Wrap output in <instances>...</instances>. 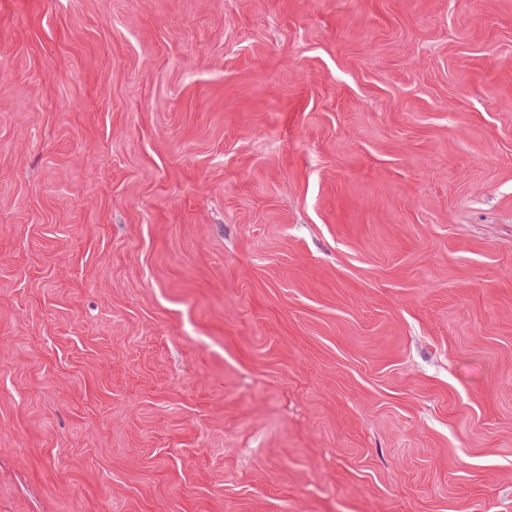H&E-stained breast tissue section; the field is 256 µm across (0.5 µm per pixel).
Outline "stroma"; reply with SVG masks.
I'll return each instance as SVG.
<instances>
[{"mask_svg": "<svg viewBox=\"0 0 512 512\" xmlns=\"http://www.w3.org/2000/svg\"><path fill=\"white\" fill-rule=\"evenodd\" d=\"M0 512H512V0H0Z\"/></svg>", "mask_w": 512, "mask_h": 512, "instance_id": "obj_1", "label": "stroma"}]
</instances>
